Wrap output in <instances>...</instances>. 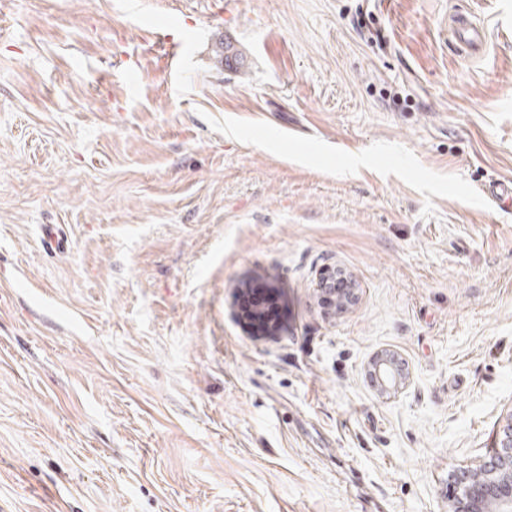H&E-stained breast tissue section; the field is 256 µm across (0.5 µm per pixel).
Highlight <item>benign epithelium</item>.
<instances>
[{
	"label": "benign epithelium",
	"mask_w": 512,
	"mask_h": 512,
	"mask_svg": "<svg viewBox=\"0 0 512 512\" xmlns=\"http://www.w3.org/2000/svg\"><path fill=\"white\" fill-rule=\"evenodd\" d=\"M371 377L383 393L400 388L406 375L397 368V357L386 352L371 365ZM460 493L449 512H512V422L502 430L496 451L479 469L459 476Z\"/></svg>",
	"instance_id": "7a95c632"
}]
</instances>
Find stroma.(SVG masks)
<instances>
[{"label":"stroma","mask_w":512,"mask_h":512,"mask_svg":"<svg viewBox=\"0 0 512 512\" xmlns=\"http://www.w3.org/2000/svg\"><path fill=\"white\" fill-rule=\"evenodd\" d=\"M224 2L0 0V512H448L512 419V0ZM455 35L457 40L454 42V47L461 53L469 54L471 50L479 51L486 41L483 28L479 29L463 13H458L455 17ZM397 357L386 352L380 354L371 365V377L380 392L397 390L406 382V375L397 368Z\"/></svg>","instance_id":"35a3bbf8"}]
</instances>
